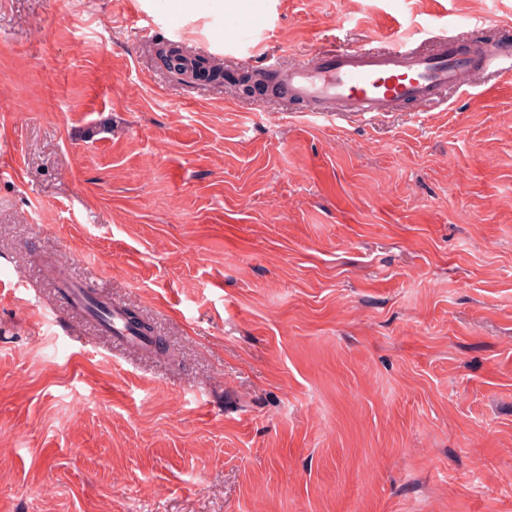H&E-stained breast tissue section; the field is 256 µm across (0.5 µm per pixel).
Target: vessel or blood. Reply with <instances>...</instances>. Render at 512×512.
Segmentation results:
<instances>
[{
  "label": "vessel or blood",
  "mask_w": 512,
  "mask_h": 512,
  "mask_svg": "<svg viewBox=\"0 0 512 512\" xmlns=\"http://www.w3.org/2000/svg\"><path fill=\"white\" fill-rule=\"evenodd\" d=\"M436 43L430 53L403 40L379 51L340 46L279 71L277 77L289 98L333 117L396 112L407 103L426 106L444 100L448 92L476 85L486 73L512 74V50L507 47L491 53L474 41L461 44L451 34L437 36ZM107 332L115 342L136 343L125 328L122 306H112Z\"/></svg>",
  "instance_id": "vessel-or-blood-1"
}]
</instances>
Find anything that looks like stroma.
Listing matches in <instances>:
<instances>
[{
	"label": "stroma",
	"instance_id": "35a3bbf8",
	"mask_svg": "<svg viewBox=\"0 0 512 512\" xmlns=\"http://www.w3.org/2000/svg\"><path fill=\"white\" fill-rule=\"evenodd\" d=\"M442 33L512 0H0V512H512V75L328 121L156 58ZM157 54L160 65L177 78L189 83L216 84L211 72V63L208 59H191L182 48L174 43L162 46ZM111 308L110 322L107 328H103L105 332L112 336L114 342L120 344L134 346L137 345V341L125 328V315L124 308L120 305H113L109 302Z\"/></svg>",
	"mask_w": 512,
	"mask_h": 512
}]
</instances>
